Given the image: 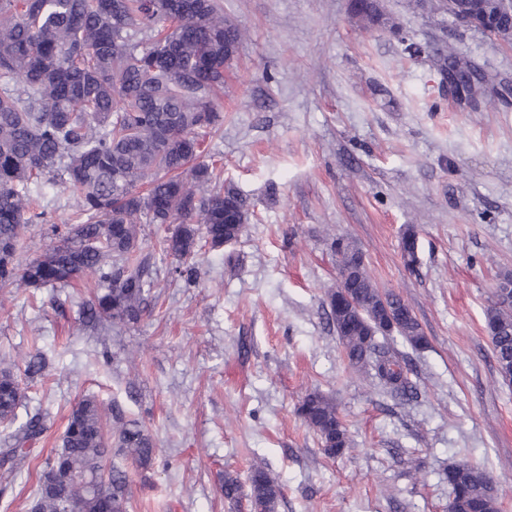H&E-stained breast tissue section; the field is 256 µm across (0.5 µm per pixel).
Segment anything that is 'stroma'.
Instances as JSON below:
<instances>
[{"label":"stroma","mask_w":512,"mask_h":512,"mask_svg":"<svg viewBox=\"0 0 512 512\" xmlns=\"http://www.w3.org/2000/svg\"><path fill=\"white\" fill-rule=\"evenodd\" d=\"M244 36L225 74L224 123L206 156L252 216L239 241L202 247L191 278L172 280L166 230L138 227L150 254L152 312L98 332L82 322L95 278L67 287L0 289V357L50 365L23 382L18 422L47 427L28 462L0 469V503L29 512L40 466L60 443L74 403L93 396L144 423L156 443L131 473L127 512H247L218 476L264 466L280 485L277 512H448V470L492 477L498 512H512V384L496 370L485 331L498 275L512 273V47L435 10V0H380L385 25L365 28L348 0H221ZM423 46L409 55L404 40ZM458 54L498 88L465 111L442 93L434 59ZM27 225L24 258L55 242L68 217L62 188ZM414 227L419 264L400 251ZM353 240L378 288L398 294L428 338L410 364L416 398L387 393L349 364L329 321L338 280L334 240ZM319 391L350 445L324 455L296 414Z\"/></svg>","instance_id":"1"}]
</instances>
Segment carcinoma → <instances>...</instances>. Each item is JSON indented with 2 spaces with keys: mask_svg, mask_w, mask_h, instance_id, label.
I'll use <instances>...</instances> for the list:
<instances>
[{
  "mask_svg": "<svg viewBox=\"0 0 512 512\" xmlns=\"http://www.w3.org/2000/svg\"><path fill=\"white\" fill-rule=\"evenodd\" d=\"M242 30L224 16L220 0H0V288L68 286L86 272L98 289L83 302L84 318L135 324L149 312L151 257L142 254L140 224H173L163 250L181 276L203 241L213 250L241 236L249 206L224 186V166L202 160L200 132L224 121V58ZM146 191L139 190V185ZM61 186L78 204L75 218L52 225L56 242L23 261V231L44 222L39 200ZM401 257L412 271L418 239L407 227ZM347 288L358 305L330 307V318L349 363L367 369L391 393L417 394L405 359L386 349L384 318L366 267L355 264ZM395 330L414 349L427 337L411 308L391 294ZM485 328L503 380L512 383V302H492ZM42 351L24 368L0 369V431L6 447L0 467L13 471L26 445L46 427L32 417L10 431L21 400V380L43 375ZM323 452L349 445L333 402L320 392L297 408ZM117 451L149 466L155 444L145 426L121 421L116 438L104 430L97 399L72 408L62 436L38 478L36 512H126L129 476L112 466ZM448 512H495L490 476L472 465L448 469ZM224 498H247L261 512H277L282 491L261 467L251 469L248 491L233 475L221 476Z\"/></svg>",
  "mask_w": 512,
  "mask_h": 512,
  "instance_id": "carcinoma-1",
  "label": "carcinoma"
}]
</instances>
